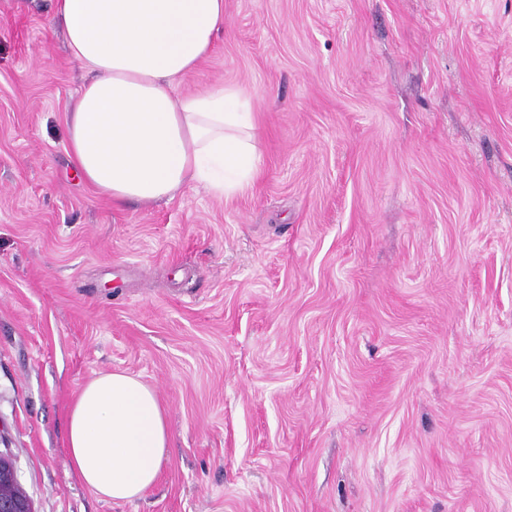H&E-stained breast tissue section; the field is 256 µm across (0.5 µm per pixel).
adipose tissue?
Listing matches in <instances>:
<instances>
[{
    "mask_svg": "<svg viewBox=\"0 0 512 512\" xmlns=\"http://www.w3.org/2000/svg\"><path fill=\"white\" fill-rule=\"evenodd\" d=\"M71 60L85 70L69 115L68 154L113 202L152 204L198 184L231 198L252 188L260 155L250 97L214 83L180 92L211 54L224 0H53ZM66 449L99 499L141 497L168 457L165 410L124 372L87 382L73 399Z\"/></svg>",
    "mask_w": 512,
    "mask_h": 512,
    "instance_id": "ef3b65f1",
    "label": "adipose tissue"
}]
</instances>
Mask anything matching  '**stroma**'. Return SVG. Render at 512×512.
Listing matches in <instances>:
<instances>
[{
  "label": "stroma",
  "mask_w": 512,
  "mask_h": 512,
  "mask_svg": "<svg viewBox=\"0 0 512 512\" xmlns=\"http://www.w3.org/2000/svg\"><path fill=\"white\" fill-rule=\"evenodd\" d=\"M85 80L51 0H0V454L35 512H512V0H224L181 88L252 99L227 200L82 181ZM111 371L170 434L119 504L64 442Z\"/></svg>",
  "instance_id": "35a3bbf8"
}]
</instances>
